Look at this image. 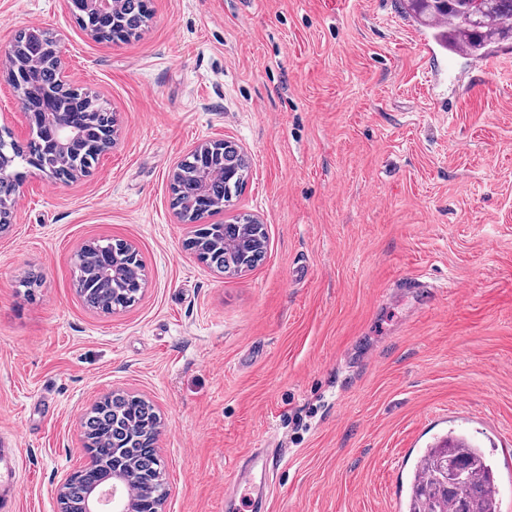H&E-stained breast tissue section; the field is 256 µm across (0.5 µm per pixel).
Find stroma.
I'll return each instance as SVG.
<instances>
[{
	"instance_id": "stroma-1",
	"label": "stroma",
	"mask_w": 512,
	"mask_h": 512,
	"mask_svg": "<svg viewBox=\"0 0 512 512\" xmlns=\"http://www.w3.org/2000/svg\"><path fill=\"white\" fill-rule=\"evenodd\" d=\"M140 38L100 42L62 0H0V46L31 23L120 135L85 176H27L0 233V448L24 450L16 512H57L81 420L121 390L159 413L165 512H226L254 448L265 512H401L448 427L487 447L512 512V40L429 54L399 0H150ZM239 144L234 209L267 253L235 276L185 247L170 172ZM130 243L139 300L87 308L84 244ZM37 276V287L23 282ZM255 473H260L261 476H273V463H270V458L267 454L254 452L250 455L249 470L238 474L231 484L225 485L224 500L232 499L237 496L240 494L242 488H244L247 494L253 493L256 490L253 479Z\"/></svg>"
}]
</instances>
